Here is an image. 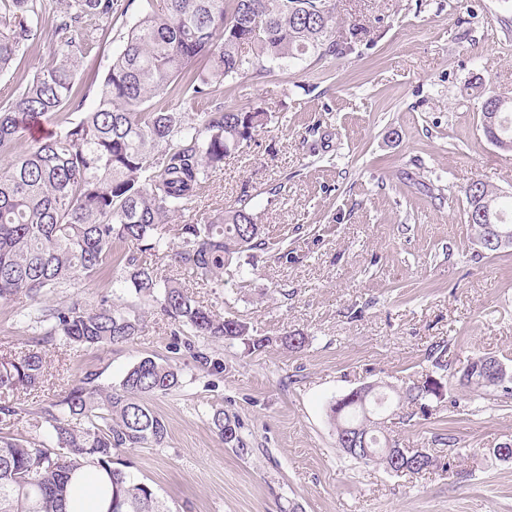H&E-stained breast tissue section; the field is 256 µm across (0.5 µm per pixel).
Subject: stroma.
Masks as SVG:
<instances>
[{
	"mask_svg": "<svg viewBox=\"0 0 512 512\" xmlns=\"http://www.w3.org/2000/svg\"><path fill=\"white\" fill-rule=\"evenodd\" d=\"M117 0L103 36L82 58L75 84L97 85L139 14ZM366 28L343 56L311 57L255 78L217 80L192 98L173 86L152 109L187 118L224 107L264 108L272 118L242 152L227 157L188 210L198 217L236 207L242 190L289 261L256 252L228 269L223 287L190 284L197 300L249 322L271 346L177 336L159 309L106 272L39 303L91 307L108 301L140 314L122 344H43L47 374L20 391L17 419L0 435L32 436L31 413L61 400L85 373L119 385L144 357L172 365L180 382L149 406L165 420L163 446L123 451L170 512H512V463L473 456L512 442V393L447 396L429 414L392 417L385 431L404 448L449 460V470L398 476L346 458L330 407L366 384L401 386L430 367L428 347L447 341L448 369L474 355L512 360V251L481 254L461 192L479 179L512 195V150L481 130L480 92L512 94V0H336L337 35L351 19ZM55 14L42 18L27 53L0 73L11 103L58 52ZM0 301V356L32 349L15 312ZM306 336L304 348L282 336ZM221 362L201 366L197 351ZM238 416L249 455L225 448L213 410Z\"/></svg>",
	"mask_w": 512,
	"mask_h": 512,
	"instance_id": "1",
	"label": "stroma"
}]
</instances>
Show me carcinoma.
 Returning a JSON list of instances; mask_svg holds the SVG:
<instances>
[{
  "label": "carcinoma",
  "instance_id": "obj_1",
  "mask_svg": "<svg viewBox=\"0 0 512 512\" xmlns=\"http://www.w3.org/2000/svg\"><path fill=\"white\" fill-rule=\"evenodd\" d=\"M56 0H0V72L29 48L43 15ZM114 0H67L53 36L61 44L53 62L0 106V151L15 146L22 131L65 110L79 113L59 129L0 167V300L20 295L31 301L56 288H73L79 276L105 270L120 273L124 287L155 303L162 315L195 336L239 341L251 352L271 343L238 317H218L187 292L186 281L224 285V269L245 252L270 251L251 195L239 206L215 209L182 224L175 214L204 188L224 158L240 151L267 124L269 113L256 107H221L195 122L180 112L145 111L151 99L179 82L204 96L215 79L269 73L310 56L344 55L352 42L335 35L332 0H142L140 12L112 63L87 96L74 94L81 56L100 40L98 18L112 15ZM481 127L490 141L512 143V98L502 103L482 96ZM466 222L475 221L474 198L491 204L489 223L508 224L512 200L481 180L463 187ZM155 256L147 266L139 254ZM34 336L59 337L64 344L93 347L130 341L139 318L103 302L94 308L60 303L16 312ZM433 370L418 382L390 391L375 390L341 410L331 405L336 438L359 434L373 454L343 443L349 458L381 464L403 475H419L436 466L425 451H387L377 420L393 410L415 407L428 414L434 396L422 386L447 385L448 344L430 346ZM503 361L478 356L457 376L466 392L509 391L499 380ZM45 372L38 350L0 359V415H18L10 396L32 388ZM90 373L63 399L37 413L32 423L45 438L0 436V512H84L80 473L99 474L98 512H170L154 488L120 457L125 448L165 442L167 427L146 398L179 384L169 364L144 357L117 388L96 383ZM214 432L224 447L241 456L251 448L235 415L214 411Z\"/></svg>",
  "mask_w": 512,
  "mask_h": 512
}]
</instances>
